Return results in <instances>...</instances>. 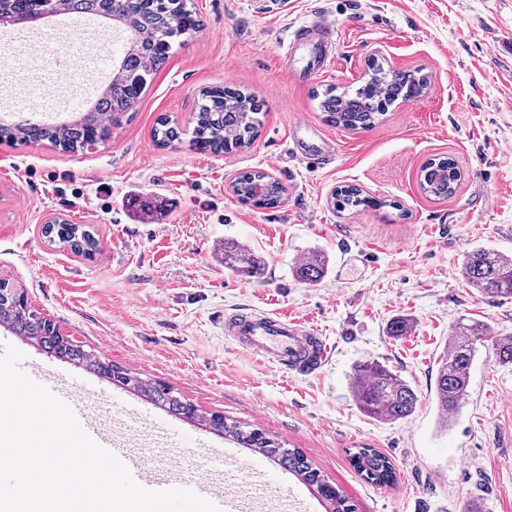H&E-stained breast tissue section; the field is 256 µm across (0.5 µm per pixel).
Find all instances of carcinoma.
Wrapping results in <instances>:
<instances>
[{"mask_svg":"<svg viewBox=\"0 0 512 512\" xmlns=\"http://www.w3.org/2000/svg\"><path fill=\"white\" fill-rule=\"evenodd\" d=\"M39 0H0V17L13 25L29 22L38 13ZM101 15L112 20L124 37V48L112 72V82L96 102L94 111L63 123H35L27 119L0 123V141L42 143L67 153H78L111 138L110 128H102L97 113L117 118L138 104L147 84V76L163 64L174 44L190 31L202 26V20L189 0H55L54 14ZM408 74L375 64L364 84L352 97L336 95L327 89L320 107L328 120L348 130L367 129L376 124L384 111L398 98H407ZM259 109L250 96L230 88H213L201 93L197 103L194 138L202 149L228 152L244 148L253 141L260 127ZM462 175L451 158L429 162L422 170L421 188L437 198L452 195ZM285 186L261 171L244 172L234 183V194L257 207L272 208L281 202ZM334 207L340 212L371 207L377 202L363 195L354 185L334 192ZM44 234L75 254L93 255L99 248L95 233L81 224H48ZM224 264L246 277H259L264 264L245 246L224 242ZM327 273L323 257L315 252L299 262L295 275L315 285ZM464 280L479 293L491 298H512V257L483 247L471 250L461 269ZM0 326L44 347L58 357L84 363L94 373L123 386H131L148 401L167 412L211 427L246 448L274 461L304 484L316 490L326 512H355L354 504L338 487L326 479L309 458L297 448L268 437L237 421L215 414L205 415L182 401L168 386L143 380L106 359L93 358L79 346L51 329L38 316L22 292L0 282ZM451 347L439 363L436 402L439 426L446 430L458 417L467 395L470 370L477 344L488 338L496 363L512 365V336H493L484 321L460 318L451 326ZM352 396L367 417L397 421L411 416L418 404L415 389L386 365L366 360L355 363L348 375ZM357 470L376 484L395 481L391 460L374 448H358L352 454Z\"/></svg>","mask_w":512,"mask_h":512,"instance_id":"cac0c4a2","label":"carcinoma"}]
</instances>
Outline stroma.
Returning <instances> with one entry per match:
<instances>
[{
    "label": "stroma",
    "mask_w": 512,
    "mask_h": 512,
    "mask_svg": "<svg viewBox=\"0 0 512 512\" xmlns=\"http://www.w3.org/2000/svg\"><path fill=\"white\" fill-rule=\"evenodd\" d=\"M204 21L184 35L148 79L139 103L120 115L106 144L67 154L46 143L0 144V280L21 287L32 310L53 320L87 353L156 380L199 409L223 415L301 450L356 506V512H512V366L481 346L456 424L440 430L435 387L451 325L486 321L512 336V299L481 295L463 279L465 254L485 246L512 255V0H193ZM320 15L335 28L333 58L317 71L313 43L287 50L293 22ZM78 29L47 21L0 36V57L37 91L36 106H0V117H71L54 100L69 71L44 77L39 59ZM378 58L429 78L425 92L396 102L373 128L327 122L320 93L355 89ZM231 88L262 105L246 148L229 153L193 142L202 91ZM179 136L158 145L160 118ZM309 119L306 128L300 119ZM327 138L330 161L296 158L291 140ZM454 159L462 179L448 198L425 194L424 165ZM263 171L287 193L273 208L229 189L240 173ZM362 188L377 201L336 211L333 191ZM64 215L94 229L90 258L52 245L46 221ZM245 245L264 263L258 278L224 265V243ZM326 277L299 280L308 253ZM239 308L288 316L312 327L331 351L323 369L293 377L224 335ZM407 336L389 335L397 317ZM26 362L81 388L112 434L148 460L190 476L206 471L251 492L246 512H324L315 490L279 466L208 428L169 414L125 387L0 327ZM375 359L406 379L419 402L412 416L362 414L348 375ZM387 455L397 481L381 486L351 464L354 448Z\"/></svg>",
    "instance_id": "1"
}]
</instances>
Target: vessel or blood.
<instances>
[{
  "mask_svg": "<svg viewBox=\"0 0 512 512\" xmlns=\"http://www.w3.org/2000/svg\"><path fill=\"white\" fill-rule=\"evenodd\" d=\"M333 33L334 28L330 23L315 17L295 28L290 40L294 43L316 37L326 40ZM224 334L254 355L295 376L318 372L326 364L330 352L328 344L322 337L316 336L313 329L273 313L235 311L225 314ZM42 384L72 409L83 429L99 445L114 453L128 467L139 485L153 490L185 486L212 501L220 512H243V493L226 492L207 473L183 481L150 466L142 456L126 448L124 442L114 440L104 420L90 416L79 394L47 377L43 378Z\"/></svg>",
  "mask_w": 512,
  "mask_h": 512,
  "instance_id": "vessel-or-blood-1",
  "label": "vessel or blood"
}]
</instances>
